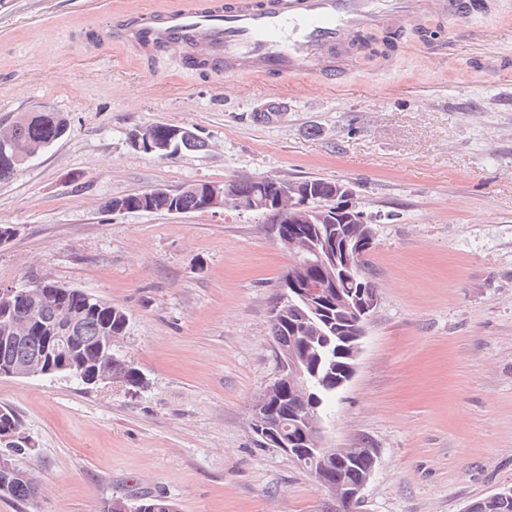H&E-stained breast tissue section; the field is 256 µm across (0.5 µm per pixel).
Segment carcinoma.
Segmentation results:
<instances>
[{"instance_id":"cac0c4a2","label":"carcinoma","mask_w":512,"mask_h":512,"mask_svg":"<svg viewBox=\"0 0 512 512\" xmlns=\"http://www.w3.org/2000/svg\"><path fill=\"white\" fill-rule=\"evenodd\" d=\"M63 115L58 112H24L10 124V141L0 142V180L8 177L17 168L15 158L21 154L43 151L62 137ZM167 125H155L144 129L152 136L157 151L154 156L167 158L182 149L199 150L205 141L191 133L187 138L168 142ZM311 184L313 193L310 201L312 209L329 207L336 194V182L313 178L298 181H284L288 191L301 189ZM206 182L192 184V189L177 194L172 199L159 198L153 191L131 193L112 202L120 203L128 211L192 212L201 210ZM233 188L240 200H250L262 192V185L255 179L235 180ZM283 223L276 225V234H284L295 240L288 250L292 264L282 277L283 284L290 281H315L323 272L316 266L306 265V260L315 259L312 250L316 247L314 238L318 233H326L325 224H297L290 209H285ZM340 235L353 236L363 242L364 251L372 248L374 227L371 224H341ZM374 291L371 281L364 275L345 277L337 280L336 288L330 296L309 305L303 301L293 302L283 299L282 292L275 293L270 308L269 336L273 344L288 348V356L296 359L303 375L288 379L279 387L266 391L256 401L254 407L263 410L268 419L290 427L292 440H298L297 419L305 417L311 410L321 412L323 406L335 396L336 386L349 377L353 361L348 348L349 340L357 335L360 328L350 324L346 310L340 303V297L350 296L359 289ZM86 298L80 288H44L38 297L28 303L14 307L23 318L30 320L32 333L20 344L10 347L4 344L6 336L4 322L0 321V362L18 357H33L44 348L43 336L49 327L56 324L60 307L64 306L74 313L77 345L72 359L81 362L88 369L112 367V373L121 378L122 385L128 390L141 388L144 377L134 361L110 362L99 346V338L110 336L114 339L125 334L128 318L119 307L103 300L91 301L92 307L85 305ZM376 458L373 448H349L345 460H336V455H323L318 462L321 472L319 485L332 490L336 480L353 481L362 472L369 469ZM8 495L19 505L32 501L34 493L28 482L10 480L7 482ZM483 507L474 512H512V495L491 500L480 499ZM112 512H178L176 504L160 495H144L134 503L122 497L112 499Z\"/></svg>"}]
</instances>
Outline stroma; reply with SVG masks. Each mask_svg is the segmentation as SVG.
<instances>
[{"mask_svg":"<svg viewBox=\"0 0 512 512\" xmlns=\"http://www.w3.org/2000/svg\"><path fill=\"white\" fill-rule=\"evenodd\" d=\"M83 0H0V124L34 108L65 135L0 180V287L30 276L122 308L112 344L148 380L0 377L34 445L29 512H102L159 494L178 512H333L288 455L258 447L274 379L269 309L290 258L264 216L112 213L115 197L198 181L325 178L380 215L366 272L378 304L353 378L323 414L332 448L376 449L361 512H466L512 487V0L425 14L392 55L353 57L344 89L187 68L113 45ZM432 30L421 39L417 28ZM278 107L273 122L256 113ZM204 138L160 159L127 134Z\"/></svg>","mask_w":512,"mask_h":512,"instance_id":"obj_1","label":"stroma"}]
</instances>
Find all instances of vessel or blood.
Here are the masks:
<instances>
[{
  "mask_svg": "<svg viewBox=\"0 0 512 512\" xmlns=\"http://www.w3.org/2000/svg\"><path fill=\"white\" fill-rule=\"evenodd\" d=\"M435 10L454 17L472 8L470 0H187L167 8L125 0L112 36L206 60L228 77L317 71L335 89L356 33L399 31Z\"/></svg>",
  "mask_w": 512,
  "mask_h": 512,
  "instance_id": "b4317fda",
  "label": "vessel or blood"
}]
</instances>
